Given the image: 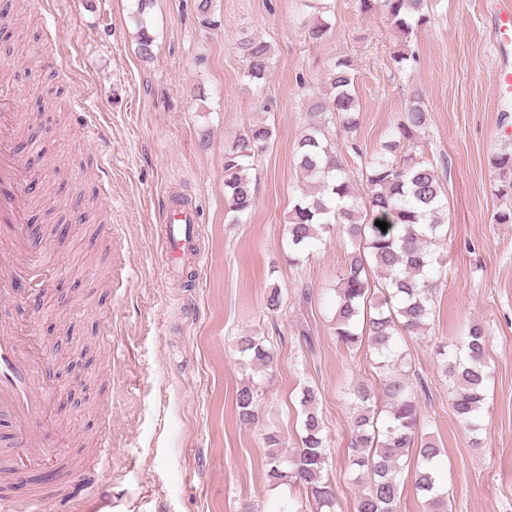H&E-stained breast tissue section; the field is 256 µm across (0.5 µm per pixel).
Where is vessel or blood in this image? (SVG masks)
<instances>
[{"instance_id":"obj_1","label":"vessel or blood","mask_w":512,"mask_h":512,"mask_svg":"<svg viewBox=\"0 0 512 512\" xmlns=\"http://www.w3.org/2000/svg\"><path fill=\"white\" fill-rule=\"evenodd\" d=\"M20 118L15 101L0 97V417L11 420L0 434V447L20 462H37L49 470L70 454L57 442L46 418L52 387L44 377L43 353L27 327L11 318L22 301L36 302L45 282L37 255L32 252L31 213L39 194L35 161L22 159L17 144ZM165 279L177 286L191 281L202 262L198 212L192 200L170 193L162 205ZM13 467L15 483L21 469ZM94 470L83 469L58 478L51 500H70L91 484Z\"/></svg>"}]
</instances>
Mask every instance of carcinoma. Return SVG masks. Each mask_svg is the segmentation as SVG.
Here are the masks:
<instances>
[{"label": "carcinoma", "mask_w": 512, "mask_h": 512, "mask_svg": "<svg viewBox=\"0 0 512 512\" xmlns=\"http://www.w3.org/2000/svg\"><path fill=\"white\" fill-rule=\"evenodd\" d=\"M365 13L382 12L395 28L409 37L431 22V0H359ZM148 0H138L134 20L139 27L138 53L153 58L154 39L145 26ZM311 10L305 23L308 37L321 41L332 29L333 9L326 0H300ZM246 61L244 78L258 88L266 83L272 61L271 45L252 38L239 42ZM355 74L351 59L330 65L326 90L312 94L308 123L296 146V160L308 186L294 204L285 233L288 262L297 264L311 247L334 235L351 245L336 288L333 289L331 329L336 341L350 350L367 342L375 355L374 368L386 398L377 405L376 392L367 383L352 388V433L349 466L354 482L362 485L356 512H395L404 485L409 455H414V488L428 512H448V493L438 462L442 449L421 432L419 403L412 389L407 338L423 335L434 318V275L440 263L439 249L448 240V202L435 166L417 161L412 149L426 125L427 111L420 93H413L402 119L379 151L361 168L363 192L355 188L348 162L336 150L330 128L341 122L352 133L358 126L359 102L354 94ZM273 129L255 123L236 136L224 150V202L226 219L239 224L255 205V187L249 170L259 152L272 142ZM387 223L381 230L376 221ZM379 276H372V271ZM284 306V296L270 288L264 308L270 315ZM486 334L479 324L470 325L455 343L437 347L442 370L452 384V411L469 432L480 427L487 378ZM238 352L255 372L270 366L274 345L260 336H243ZM260 384L249 380L236 392L238 420L249 425L257 418ZM299 446L281 450L279 435H263L268 448L266 480L271 489H301L316 512H332L336 485L324 421L317 409L313 388L306 386L300 400Z\"/></svg>", "instance_id": "obj_1"}]
</instances>
